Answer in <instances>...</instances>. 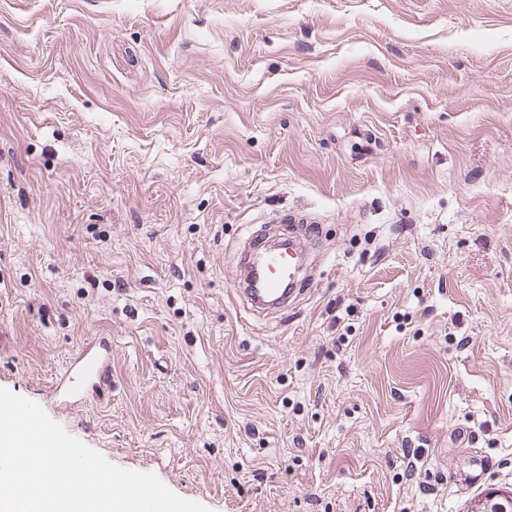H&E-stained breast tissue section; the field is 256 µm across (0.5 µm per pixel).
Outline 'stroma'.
<instances>
[{
	"label": "stroma",
	"instance_id": "stroma-1",
	"mask_svg": "<svg viewBox=\"0 0 512 512\" xmlns=\"http://www.w3.org/2000/svg\"><path fill=\"white\" fill-rule=\"evenodd\" d=\"M0 388L209 512L512 493V0H0ZM254 251L255 253L250 251L244 253L245 261L250 263L255 256L259 258L265 276L264 289L268 295L279 298L274 302H269L270 298L259 295L257 290L248 285L245 292L251 301L252 307L264 308L270 305L288 303V293L280 295L283 289L281 286L286 281L294 284L297 279L301 266L298 250L295 246L289 245L288 253L283 249L267 252L264 245L258 244L254 246ZM102 394L112 392V340L101 337L82 348L73 359L65 375L53 389L62 404L77 402L86 389Z\"/></svg>",
	"mask_w": 512,
	"mask_h": 512
}]
</instances>
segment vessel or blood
<instances>
[{
    "label": "vessel or blood",
    "instance_id": "b4317fda",
    "mask_svg": "<svg viewBox=\"0 0 512 512\" xmlns=\"http://www.w3.org/2000/svg\"><path fill=\"white\" fill-rule=\"evenodd\" d=\"M259 259L265 276L264 292L247 288L246 294L252 307L268 306L270 298L286 304L287 295L282 294L284 282L296 281L300 271V255L296 247L288 250L269 251L264 245H255L253 252L245 253V261ZM105 395L112 391V341L101 337L82 348L74 358L65 375L53 389L57 401L63 404L77 402L86 390Z\"/></svg>",
    "mask_w": 512,
    "mask_h": 512
}]
</instances>
